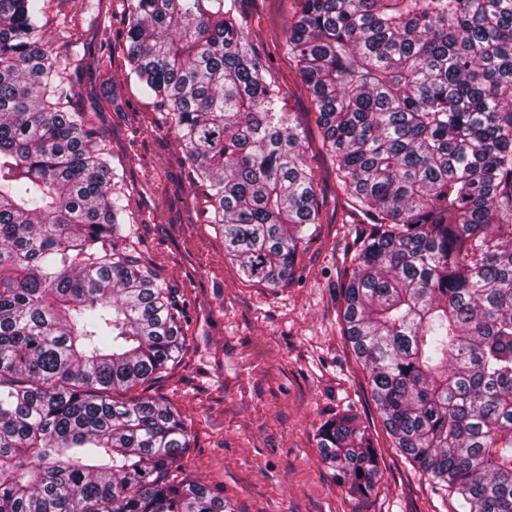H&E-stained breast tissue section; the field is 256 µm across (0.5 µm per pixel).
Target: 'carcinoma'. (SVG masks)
Returning <instances> with one entry per match:
<instances>
[{"mask_svg":"<svg viewBox=\"0 0 512 512\" xmlns=\"http://www.w3.org/2000/svg\"><path fill=\"white\" fill-rule=\"evenodd\" d=\"M41 0H0V512H228L173 466L178 411L116 399L174 362L176 291L139 258L117 168ZM286 47L371 224L344 336L393 447L468 512H512V0H294ZM126 59L249 281L292 275L314 176L239 0H130ZM353 495L379 476L346 411L317 434Z\"/></svg>","mask_w":512,"mask_h":512,"instance_id":"obj_1","label":"carcinoma"}]
</instances>
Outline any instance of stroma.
<instances>
[{
	"mask_svg": "<svg viewBox=\"0 0 512 512\" xmlns=\"http://www.w3.org/2000/svg\"><path fill=\"white\" fill-rule=\"evenodd\" d=\"M125 6L103 0L94 13L82 0H45L43 38L63 54L93 53L103 37L112 40L111 67L76 70L71 105L92 112L136 219L131 239L185 305L178 359L136 389L179 412L191 437L181 471L217 489L231 512H457L456 495L411 470L393 447L368 373L343 335L340 288L368 219L338 186L311 94L284 50L293 0L240 4L303 136L321 209L291 278L275 287L248 281L225 257L222 235L206 221V189L193 183L165 114L126 78ZM108 78L116 109L102 98ZM348 409L371 430L380 463L381 478L364 497L338 486L317 448L320 425Z\"/></svg>",
	"mask_w": 512,
	"mask_h": 512,
	"instance_id": "stroma-1",
	"label": "stroma"
}]
</instances>
